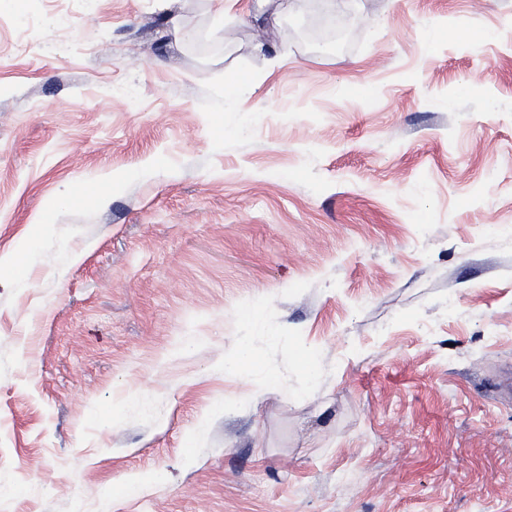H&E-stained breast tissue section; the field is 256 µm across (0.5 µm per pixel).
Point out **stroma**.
Segmentation results:
<instances>
[{"instance_id":"35a3bbf8","label":"stroma","mask_w":512,"mask_h":512,"mask_svg":"<svg viewBox=\"0 0 512 512\" xmlns=\"http://www.w3.org/2000/svg\"><path fill=\"white\" fill-rule=\"evenodd\" d=\"M219 7L0 6V512H512V0Z\"/></svg>"}]
</instances>
